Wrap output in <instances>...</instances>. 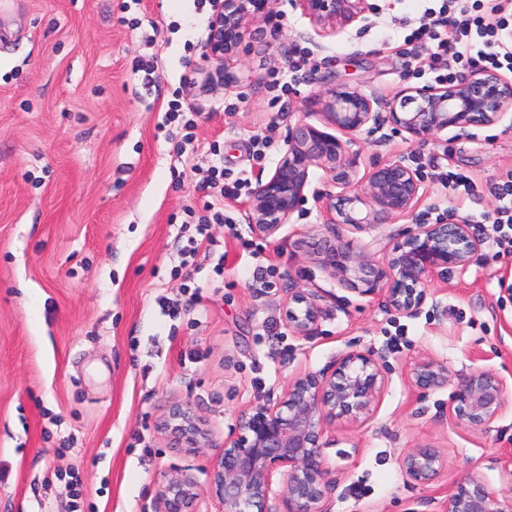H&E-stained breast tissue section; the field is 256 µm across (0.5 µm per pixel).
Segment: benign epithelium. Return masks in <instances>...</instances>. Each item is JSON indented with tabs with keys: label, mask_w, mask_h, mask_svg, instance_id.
Wrapping results in <instances>:
<instances>
[{
	"label": "benign epithelium",
	"mask_w": 512,
	"mask_h": 512,
	"mask_svg": "<svg viewBox=\"0 0 512 512\" xmlns=\"http://www.w3.org/2000/svg\"><path fill=\"white\" fill-rule=\"evenodd\" d=\"M268 0H222L213 20L209 58L221 61L238 48L248 17L267 15ZM309 19L332 32L365 19L367 0H295ZM327 124L336 136L308 123L288 133L282 163L268 178H257L249 214L256 235L268 239L290 223L305 200L309 170L321 169L325 183L338 189L320 197L330 234L319 238V263L344 288L361 296L382 298L385 306L412 315L426 299L434 277L465 269L481 250L482 242L470 225L460 222L417 224L407 230L387 258L378 262L336 233V227L367 231L413 211L422 194L420 173L402 156L374 165L358 177V152L351 149L355 135L368 125H389L423 144L448 129L463 134L473 127L502 122L512 113V80L491 69L464 71L445 84L407 86L390 102L346 86L329 85L319 98ZM361 188H356L357 184ZM284 316L296 336L312 334L320 317L316 294L288 289ZM415 385L435 390L448 384V368L422 361L412 369ZM387 383L386 372L374 354L352 349L336 359L331 372L305 374L288 385L274 403L240 411L232 434L216 457L210 484L222 512H253L270 500L274 477L285 482L282 512H328L323 507L336 486L322 453L327 425L338 418L362 424ZM508 400L505 381L484 369L458 375L451 411L473 429L489 427L503 413ZM165 427L174 438L199 444L204 438L200 419L184 404L174 405ZM405 474L419 485L440 478L445 471L441 451L430 445L409 450L402 459ZM199 486L189 475L163 483L157 512H189ZM448 512H512V489L498 498L482 484L464 481L448 499Z\"/></svg>",
	"instance_id": "benign-epithelium-1"
}]
</instances>
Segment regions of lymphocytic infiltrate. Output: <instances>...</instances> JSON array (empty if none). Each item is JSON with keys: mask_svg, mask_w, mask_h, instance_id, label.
Listing matches in <instances>:
<instances>
[{"mask_svg": "<svg viewBox=\"0 0 512 512\" xmlns=\"http://www.w3.org/2000/svg\"><path fill=\"white\" fill-rule=\"evenodd\" d=\"M408 41L435 72H447L456 65L512 71V14L506 11L503 0H444L439 11L424 12ZM202 187L208 190L212 201L206 206V214H187L195 233L188 236L181 249L182 264L186 267L194 265L201 237L209 225L231 223V216L222 207L223 200L248 194L252 181L247 173L233 174L214 165ZM493 194L497 200L493 213L473 219L472 225L479 231L484 224H492L493 246L498 255L512 256L511 171L496 184Z\"/></svg>", "mask_w": 512, "mask_h": 512, "instance_id": "f902f5d3", "label": "lymphocytic infiltrate"}]
</instances>
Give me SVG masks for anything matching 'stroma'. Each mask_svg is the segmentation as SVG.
<instances>
[{
    "mask_svg": "<svg viewBox=\"0 0 512 512\" xmlns=\"http://www.w3.org/2000/svg\"><path fill=\"white\" fill-rule=\"evenodd\" d=\"M368 2L366 21L329 35L293 0H271V18L247 19L242 46L224 59L234 82L205 86L197 75L215 65L203 55L207 14L195 0H0V512H155L164 478L181 473L198 482L194 512H220L210 471L238 412L276 402L297 376L330 372L350 349L373 351L387 385L363 426L328 427L330 512H447L467 479L512 489V406L475 430L451 416L452 386L425 391L411 378L430 359L450 379L492 371L512 393V257L491 242L467 269L432 279L416 314L392 312L313 258L327 219L316 200L327 186L313 168L300 212L274 238L255 235L247 198L228 199L235 224L211 225L196 268L180 265L181 223L207 203L199 184L215 157L270 176L291 127L322 126L324 85L389 100L434 83L406 56L405 38L441 0ZM299 52L310 74L278 99L270 73L288 75ZM150 58L160 79L147 90L132 66ZM176 99L196 112L189 145L180 126L163 124ZM257 137L269 142L259 162ZM355 148L364 172L437 154L480 188L459 196L429 177L412 213L366 233L342 229L378 260L432 211H492L487 187L512 170L505 122L451 129L420 147L369 125ZM259 265L274 271L263 290L253 286ZM295 287L315 293L321 310L306 338L283 317ZM166 300L177 317L163 315ZM176 402L204 420L202 447L161 430ZM424 444L441 448L447 470L421 486L402 458Z\"/></svg>",
    "mask_w": 512,
    "mask_h": 512,
    "instance_id": "35a3bbf8",
    "label": "stroma"
}]
</instances>
